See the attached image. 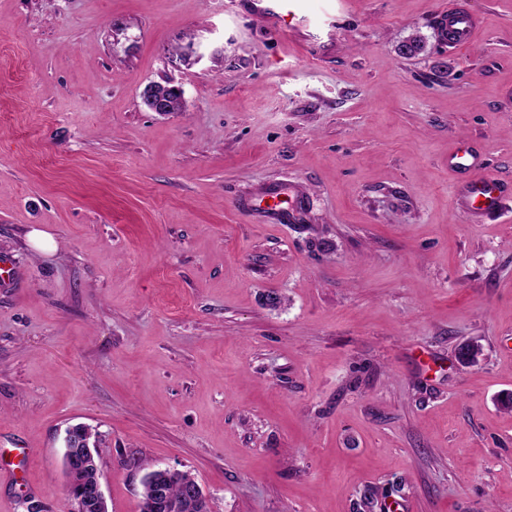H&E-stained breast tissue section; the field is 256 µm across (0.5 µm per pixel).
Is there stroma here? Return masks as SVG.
I'll list each match as a JSON object with an SVG mask.
<instances>
[{"label": "stroma", "mask_w": 512, "mask_h": 512, "mask_svg": "<svg viewBox=\"0 0 512 512\" xmlns=\"http://www.w3.org/2000/svg\"><path fill=\"white\" fill-rule=\"evenodd\" d=\"M453 2L0 0V512H70L76 424L109 512L147 463L213 512H512V197L448 169L512 186V0L456 52ZM258 2L264 4V6L258 7L260 12L271 15L275 20L288 27V29H293L295 27V23H293V21L296 14L294 11L288 9L287 14H283L285 2H288L289 7L290 2H293V0H259ZM286 17H290V20L287 21ZM160 85L168 90L175 89L177 91H181L178 86L171 85L170 83ZM166 89L160 90L156 86L152 92L143 97V102L148 110L151 112H157L159 114H170L173 112H178V108L182 104V93L178 98L175 93L171 92L170 95L177 98V102H173V99L169 96ZM448 169L454 173L479 171L483 169V162L477 151L465 145L448 155ZM509 188L496 177L481 174L464 182L462 204L474 211H495L500 208Z\"/></svg>", "instance_id": "35a3bbf8"}]
</instances>
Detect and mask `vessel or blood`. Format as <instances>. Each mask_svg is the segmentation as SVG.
<instances>
[{
	"mask_svg": "<svg viewBox=\"0 0 512 512\" xmlns=\"http://www.w3.org/2000/svg\"><path fill=\"white\" fill-rule=\"evenodd\" d=\"M480 27L479 16L458 4L442 10L437 16L439 36L452 51L469 45ZM448 168L455 173L470 172V179L462 186L461 200L471 210H497L506 195L512 192L496 177L483 173L479 153L469 146H462L449 155Z\"/></svg>",
	"mask_w": 512,
	"mask_h": 512,
	"instance_id": "b4317fda",
	"label": "vessel or blood"
}]
</instances>
